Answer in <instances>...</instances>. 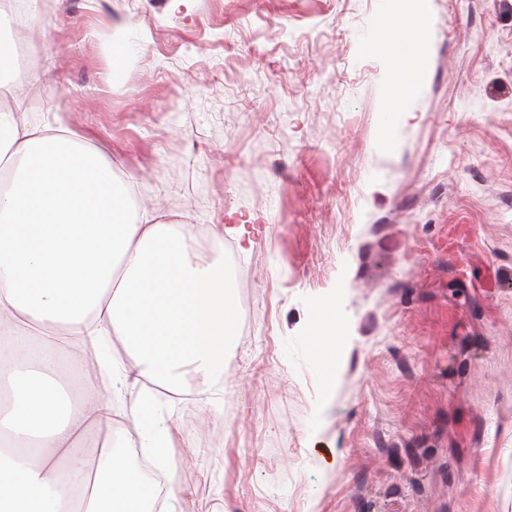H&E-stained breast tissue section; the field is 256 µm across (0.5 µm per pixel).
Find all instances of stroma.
I'll return each mask as SVG.
<instances>
[{
  "mask_svg": "<svg viewBox=\"0 0 512 512\" xmlns=\"http://www.w3.org/2000/svg\"><path fill=\"white\" fill-rule=\"evenodd\" d=\"M36 6L48 45L0 108L64 119L135 203L228 228L238 258L224 392L167 404L182 501L512 512V0H425L417 73L370 46L389 0ZM411 83L385 143L381 107ZM330 299L323 374L308 330Z\"/></svg>",
  "mask_w": 512,
  "mask_h": 512,
  "instance_id": "1",
  "label": "stroma"
}]
</instances>
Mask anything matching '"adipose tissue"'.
<instances>
[{
    "mask_svg": "<svg viewBox=\"0 0 512 512\" xmlns=\"http://www.w3.org/2000/svg\"><path fill=\"white\" fill-rule=\"evenodd\" d=\"M386 53L421 68L420 13ZM0 173V512H177L162 399L224 388L223 260L133 206L130 176L67 122L1 112Z\"/></svg>",
    "mask_w": 512,
    "mask_h": 512,
    "instance_id": "1",
    "label": "adipose tissue"
}]
</instances>
